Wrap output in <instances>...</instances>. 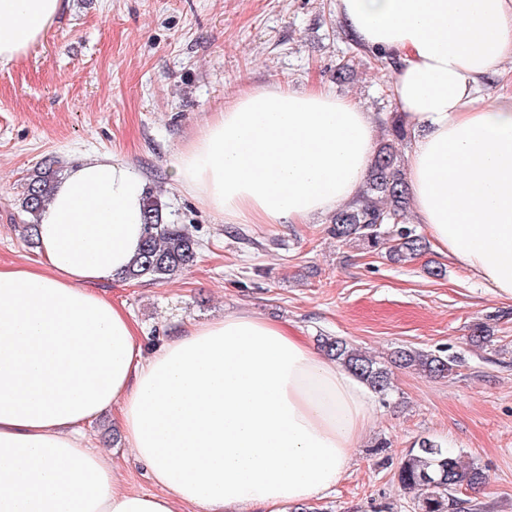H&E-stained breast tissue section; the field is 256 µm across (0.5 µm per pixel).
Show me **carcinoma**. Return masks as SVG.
Masks as SVG:
<instances>
[{
    "label": "carcinoma",
    "mask_w": 512,
    "mask_h": 512,
    "mask_svg": "<svg viewBox=\"0 0 512 512\" xmlns=\"http://www.w3.org/2000/svg\"><path fill=\"white\" fill-rule=\"evenodd\" d=\"M384 125L386 137L376 147L363 190L354 201L335 211L329 232L341 243L358 242L384 252L393 262H411L427 250V242L408 222L411 199L402 159L408 130L398 112L390 113ZM56 178L57 170L50 164L37 167L29 177L21 211L30 239L36 235L38 214L49 200ZM143 210L145 236L123 278L137 282L173 280L195 264L198 242L183 225L164 220L160 198L146 195ZM318 342L325 355L355 373L375 393L387 395L391 372L384 363L341 337L321 336ZM391 363L431 378H446L455 366L448 357L409 347L395 350ZM397 479L401 489L415 493L419 512H459L456 493L463 487L476 489L485 483L479 467L463 464L460 455L430 437L415 442L399 466Z\"/></svg>",
    "instance_id": "1"
}]
</instances>
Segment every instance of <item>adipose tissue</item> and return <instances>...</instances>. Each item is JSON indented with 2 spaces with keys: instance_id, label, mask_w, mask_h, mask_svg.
I'll return each instance as SVG.
<instances>
[{
  "instance_id": "1",
  "label": "adipose tissue",
  "mask_w": 512,
  "mask_h": 512,
  "mask_svg": "<svg viewBox=\"0 0 512 512\" xmlns=\"http://www.w3.org/2000/svg\"><path fill=\"white\" fill-rule=\"evenodd\" d=\"M381 55L421 130L407 180L438 251L512 300V0H336ZM65 0H0V63L25 55ZM375 116L321 86L254 89L215 113L172 176L228 224H306L351 202ZM145 186L124 160L71 165L41 212L43 263L0 267V512H287L333 489L370 427V387L280 323L247 311L181 327L143 355L97 287L143 234ZM113 412L157 490L125 487L83 424Z\"/></svg>"
}]
</instances>
